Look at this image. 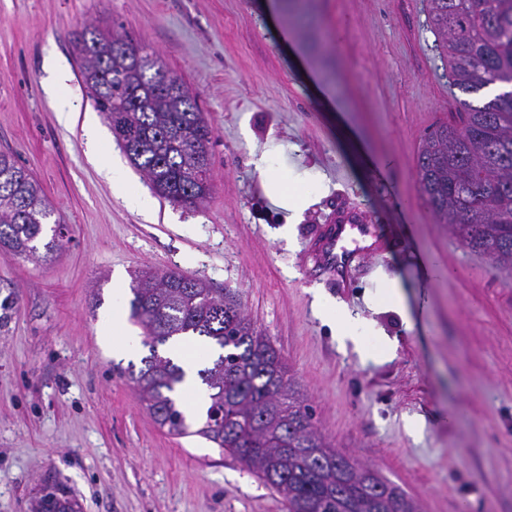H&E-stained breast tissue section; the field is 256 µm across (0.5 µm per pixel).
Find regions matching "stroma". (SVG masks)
Masks as SVG:
<instances>
[{
    "instance_id": "stroma-1",
    "label": "stroma",
    "mask_w": 512,
    "mask_h": 512,
    "mask_svg": "<svg viewBox=\"0 0 512 512\" xmlns=\"http://www.w3.org/2000/svg\"><path fill=\"white\" fill-rule=\"evenodd\" d=\"M89 24L120 26L195 96L213 130L203 204L156 197L86 96L75 37ZM449 88L426 0H0V150L66 230L50 260L0 249V512H29L48 485L81 512H288L239 461L143 408L131 370L149 351L123 353L116 334L142 333L130 300L146 266L236 290L316 429L420 512H512V265L465 249L416 180ZM262 151L310 185L289 243L252 163ZM350 207L382 252L342 291L307 250ZM394 284L413 324L372 306ZM320 298L389 353L364 362L339 344Z\"/></svg>"
}]
</instances>
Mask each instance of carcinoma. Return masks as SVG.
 <instances>
[{"label": "carcinoma", "mask_w": 512, "mask_h": 512, "mask_svg": "<svg viewBox=\"0 0 512 512\" xmlns=\"http://www.w3.org/2000/svg\"><path fill=\"white\" fill-rule=\"evenodd\" d=\"M429 21L448 56L450 119L428 135L416 160L420 192L461 244L495 262H512V0H429ZM118 43L132 55L115 52ZM95 109L154 191L185 207L209 197L212 131L189 88L154 78L163 65L127 36L88 27L75 44ZM36 179L10 151H0V248L45 259L63 246L59 224ZM131 288V317L150 355L132 374L145 408L161 428L193 433L237 458L280 493L288 512H418L415 500L377 471L328 445L288 369L242 309L239 293L180 272L143 269ZM192 333L220 349L198 369L209 406L191 432L175 395L184 370L157 348ZM65 491L39 512H74Z\"/></svg>", "instance_id": "cac0c4a2"}]
</instances>
